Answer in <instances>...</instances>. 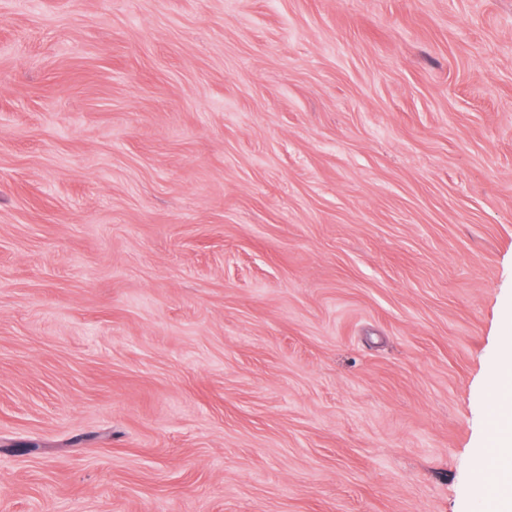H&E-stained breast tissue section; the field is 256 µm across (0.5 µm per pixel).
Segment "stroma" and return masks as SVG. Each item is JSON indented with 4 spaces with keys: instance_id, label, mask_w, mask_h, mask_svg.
I'll return each mask as SVG.
<instances>
[{
    "instance_id": "stroma-1",
    "label": "stroma",
    "mask_w": 512,
    "mask_h": 512,
    "mask_svg": "<svg viewBox=\"0 0 512 512\" xmlns=\"http://www.w3.org/2000/svg\"><path fill=\"white\" fill-rule=\"evenodd\" d=\"M512 0H0V512H498Z\"/></svg>"
}]
</instances>
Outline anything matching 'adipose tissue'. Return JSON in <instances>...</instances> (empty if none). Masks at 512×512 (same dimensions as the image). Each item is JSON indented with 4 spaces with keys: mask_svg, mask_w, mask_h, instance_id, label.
<instances>
[{
    "mask_svg": "<svg viewBox=\"0 0 512 512\" xmlns=\"http://www.w3.org/2000/svg\"><path fill=\"white\" fill-rule=\"evenodd\" d=\"M492 415L500 431L493 448L500 466L492 477L491 487L501 498L505 512H512V366L501 376Z\"/></svg>",
    "mask_w": 512,
    "mask_h": 512,
    "instance_id": "ef3b65f1",
    "label": "adipose tissue"
}]
</instances>
